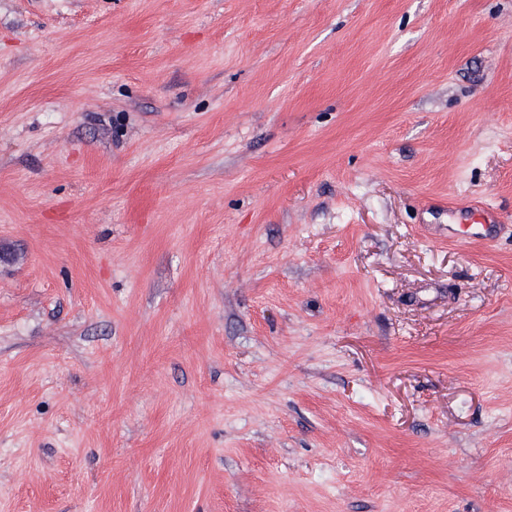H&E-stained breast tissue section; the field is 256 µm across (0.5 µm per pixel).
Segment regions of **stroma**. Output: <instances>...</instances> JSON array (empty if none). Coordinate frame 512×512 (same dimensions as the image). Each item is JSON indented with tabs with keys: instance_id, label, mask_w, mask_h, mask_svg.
Wrapping results in <instances>:
<instances>
[{
	"instance_id": "35a3bbf8",
	"label": "stroma",
	"mask_w": 512,
	"mask_h": 512,
	"mask_svg": "<svg viewBox=\"0 0 512 512\" xmlns=\"http://www.w3.org/2000/svg\"><path fill=\"white\" fill-rule=\"evenodd\" d=\"M0 512H512V0H0Z\"/></svg>"
}]
</instances>
